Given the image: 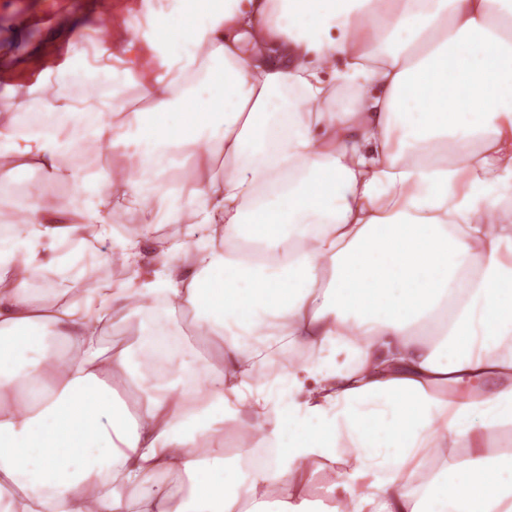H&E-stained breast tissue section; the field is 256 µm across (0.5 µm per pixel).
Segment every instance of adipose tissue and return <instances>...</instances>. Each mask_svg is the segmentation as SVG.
I'll return each mask as SVG.
<instances>
[{
    "instance_id": "1",
    "label": "adipose tissue",
    "mask_w": 512,
    "mask_h": 512,
    "mask_svg": "<svg viewBox=\"0 0 512 512\" xmlns=\"http://www.w3.org/2000/svg\"><path fill=\"white\" fill-rule=\"evenodd\" d=\"M142 3L0 112L69 188L0 209L5 512H512V0ZM114 258H112V264ZM112 264L110 265H99L88 271L75 285L72 293L67 297V300L77 299L83 296V294L89 288H99L100 286L112 282Z\"/></svg>"
}]
</instances>
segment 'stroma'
<instances>
[{
    "instance_id": "stroma-1",
    "label": "stroma",
    "mask_w": 512,
    "mask_h": 512,
    "mask_svg": "<svg viewBox=\"0 0 512 512\" xmlns=\"http://www.w3.org/2000/svg\"><path fill=\"white\" fill-rule=\"evenodd\" d=\"M142 0H112V15L100 22L94 0H0V110L5 92L34 83L71 52L99 40L103 25L127 29ZM23 12L32 23L17 31L13 18Z\"/></svg>"
}]
</instances>
